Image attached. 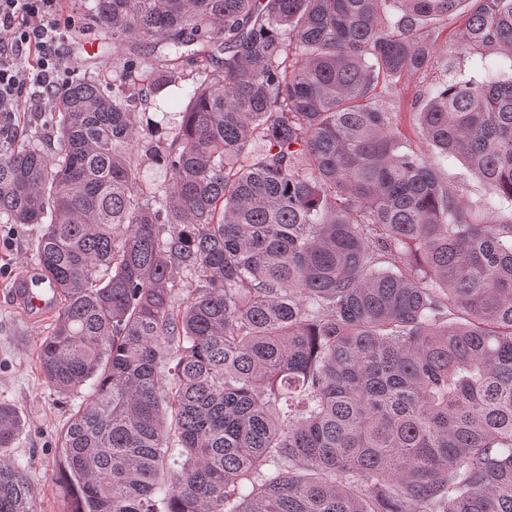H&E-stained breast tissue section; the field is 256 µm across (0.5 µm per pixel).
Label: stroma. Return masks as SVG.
Returning a JSON list of instances; mask_svg holds the SVG:
<instances>
[{
  "mask_svg": "<svg viewBox=\"0 0 512 512\" xmlns=\"http://www.w3.org/2000/svg\"><path fill=\"white\" fill-rule=\"evenodd\" d=\"M462 26V18H449L447 27L434 43L437 56L448 62L447 71L441 74L448 81L478 80L484 75L480 62L461 48L457 34ZM103 37L98 29L84 33L72 30L64 48L66 67L79 68L86 77L99 82L115 80L117 74L112 69L111 58L97 62L81 52L82 41ZM429 81V76L421 74L401 77L400 100L380 102L381 107L392 106L402 112V131L417 149L424 147L416 126L415 114L419 109L416 97ZM440 164L449 187L468 207L481 210L489 205L496 211L512 210V202L492 195L461 159L452 157ZM34 236L33 227L17 229L0 224V403L13 406L23 420V428L7 456L29 477L33 486V512H70L72 490L61 480L64 466L60 446L82 396L76 392L68 395L55 392L46 383L39 366V344L50 330L55 313L39 315L27 311L16 302L14 293L20 278L36 269L31 248Z\"/></svg>",
  "mask_w": 512,
  "mask_h": 512,
  "instance_id": "35a3bbf8",
  "label": "stroma"
}]
</instances>
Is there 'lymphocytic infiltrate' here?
I'll return each instance as SVG.
<instances>
[{
	"mask_svg": "<svg viewBox=\"0 0 512 512\" xmlns=\"http://www.w3.org/2000/svg\"><path fill=\"white\" fill-rule=\"evenodd\" d=\"M63 0H0V139L14 138L22 105L50 110L64 82L63 45L73 28Z\"/></svg>",
	"mask_w": 512,
	"mask_h": 512,
	"instance_id": "1",
	"label": "lymphocytic infiltrate"
}]
</instances>
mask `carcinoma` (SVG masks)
Returning <instances> with one entry per match:
<instances>
[{
    "mask_svg": "<svg viewBox=\"0 0 512 512\" xmlns=\"http://www.w3.org/2000/svg\"><path fill=\"white\" fill-rule=\"evenodd\" d=\"M464 6L486 75L431 84L419 134L512 201L486 64L512 0L88 7L118 81L73 75L50 141L0 149L59 304L42 374L89 388L71 512H512V213L472 214L376 106ZM22 426L0 403V512H32Z\"/></svg>",
    "mask_w": 512,
    "mask_h": 512,
    "instance_id": "cac0c4a2",
    "label": "carcinoma"
}]
</instances>
